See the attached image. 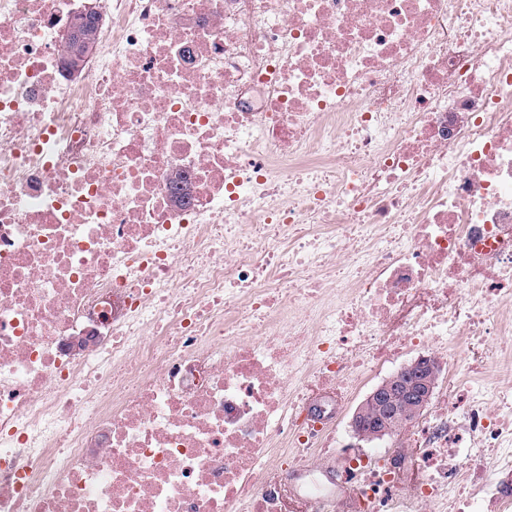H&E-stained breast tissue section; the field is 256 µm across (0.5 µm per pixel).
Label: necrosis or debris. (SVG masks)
I'll list each match as a JSON object with an SVG mask.
<instances>
[{
	"label": "necrosis or debris",
	"mask_w": 512,
	"mask_h": 512,
	"mask_svg": "<svg viewBox=\"0 0 512 512\" xmlns=\"http://www.w3.org/2000/svg\"><path fill=\"white\" fill-rule=\"evenodd\" d=\"M0 0V512H312L339 407L467 349L340 512H512V0ZM305 471L299 489L285 471Z\"/></svg>",
	"instance_id": "1"
}]
</instances>
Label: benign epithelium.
<instances>
[{
  "instance_id": "7a95c632",
  "label": "benign epithelium",
  "mask_w": 512,
  "mask_h": 512,
  "mask_svg": "<svg viewBox=\"0 0 512 512\" xmlns=\"http://www.w3.org/2000/svg\"><path fill=\"white\" fill-rule=\"evenodd\" d=\"M439 366L436 357H420L374 387L366 397L374 408L370 428H365L364 410L356 409L350 421L354 438L382 439L395 433L393 423L415 422L431 401Z\"/></svg>"
}]
</instances>
